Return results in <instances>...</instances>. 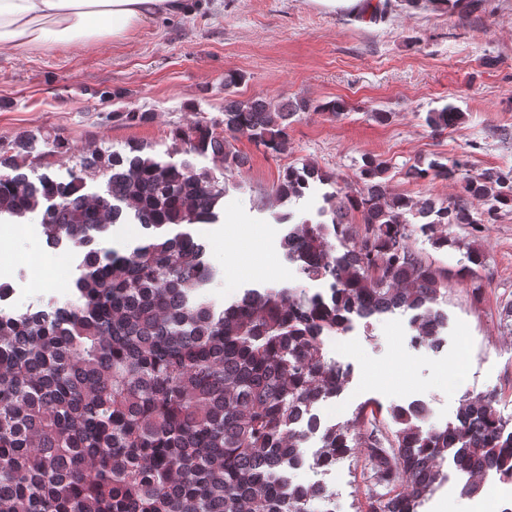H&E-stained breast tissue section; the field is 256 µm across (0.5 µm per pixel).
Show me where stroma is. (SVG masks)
Returning <instances> with one entry per match:
<instances>
[{"label":"stroma","instance_id":"35a3bbf8","mask_svg":"<svg viewBox=\"0 0 512 512\" xmlns=\"http://www.w3.org/2000/svg\"><path fill=\"white\" fill-rule=\"evenodd\" d=\"M229 70L244 73L237 89L243 98H342L351 110L337 118L300 115L287 152L276 157L247 137L236 141L248 162L231 176L224 221L192 228L216 271L203 294L217 307L249 289L327 292L325 281L300 277L288 260L277 219L292 213L319 222L324 193L359 188L364 156L387 160L389 192L414 201L461 193L453 181L408 178L407 169L420 162L461 158L473 176L512 170V0H459L450 9L435 0L416 8L390 0L377 22L314 0H193L189 10L156 17L127 40L27 53L0 46V140L33 136L34 158L61 178L82 154L125 153L134 144L178 162L184 155L172 129L222 118ZM116 90L121 98H113ZM448 103L462 120L432 133L426 113ZM377 109L391 112V120L378 123ZM127 110L152 118L141 125L113 120ZM49 132L67 141L68 153L45 144ZM305 162L335 176L336 184H314L300 199L271 198L283 168ZM261 198L266 207H256ZM450 232L483 251L486 263L478 282L449 277L436 304L448 317L442 345H415L412 314L400 309L354 319L348 332L325 336L326 356L349 369L341 395L313 408L325 425L350 422L363 407L418 402L428 424L441 428L455 420L464 397L490 391L498 392L497 410L512 423V326L501 317L512 303V211ZM79 275L77 256L47 246L40 214L0 223V283L22 289L19 308L76 300ZM367 455L353 449L326 473L335 512H365Z\"/></svg>","mask_w":512,"mask_h":512}]
</instances>
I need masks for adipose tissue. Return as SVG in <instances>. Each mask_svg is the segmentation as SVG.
<instances>
[{"label":"adipose tissue","mask_w":512,"mask_h":512,"mask_svg":"<svg viewBox=\"0 0 512 512\" xmlns=\"http://www.w3.org/2000/svg\"><path fill=\"white\" fill-rule=\"evenodd\" d=\"M187 0H0V45L20 52L131 36Z\"/></svg>","instance_id":"adipose-tissue-1"}]
</instances>
